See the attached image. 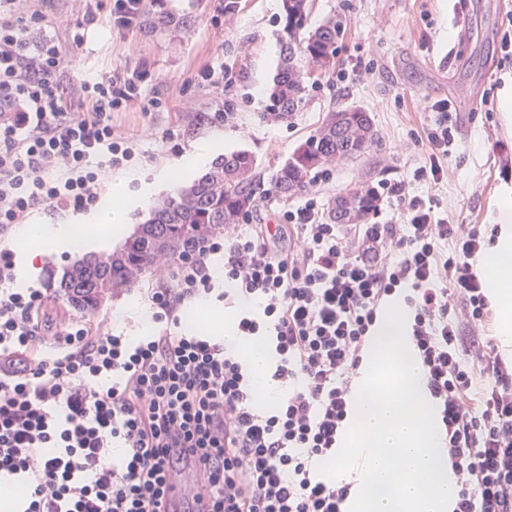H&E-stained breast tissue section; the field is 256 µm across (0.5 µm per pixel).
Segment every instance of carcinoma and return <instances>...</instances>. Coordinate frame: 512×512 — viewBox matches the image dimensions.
I'll list each match as a JSON object with an SVG mask.
<instances>
[{"instance_id": "1", "label": "carcinoma", "mask_w": 512, "mask_h": 512, "mask_svg": "<svg viewBox=\"0 0 512 512\" xmlns=\"http://www.w3.org/2000/svg\"><path fill=\"white\" fill-rule=\"evenodd\" d=\"M309 15V0H283L279 66L267 91L268 112L278 117L298 111L308 88L336 64L343 18L332 14L313 26ZM377 146L370 113L351 108L330 113L269 179L248 151L224 154L192 183L177 186L159 200L148 220L111 255L75 259L60 278L58 296L72 309L92 313L112 291L152 272L158 258L179 261L191 255L201 243L224 234V225L247 220L269 195L288 199L305 193L326 165L361 159ZM377 208L375 186L363 182L332 197L324 220L344 224L352 213L355 220L366 221Z\"/></svg>"}]
</instances>
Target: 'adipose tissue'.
Wrapping results in <instances>:
<instances>
[{
  "mask_svg": "<svg viewBox=\"0 0 512 512\" xmlns=\"http://www.w3.org/2000/svg\"><path fill=\"white\" fill-rule=\"evenodd\" d=\"M493 223L500 233L494 245L481 256L478 268L484 276L499 317V334L504 343H512V188H504ZM26 249L18 259L17 285L33 287V262L37 256L61 252L70 247L77 236L72 224H32L22 226L18 233Z\"/></svg>",
  "mask_w": 512,
  "mask_h": 512,
  "instance_id": "adipose-tissue-1",
  "label": "adipose tissue"
}]
</instances>
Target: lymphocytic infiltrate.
Listing matches in <instances>:
<instances>
[{"label":"lymphocytic infiltrate","instance_id":"1","mask_svg":"<svg viewBox=\"0 0 512 512\" xmlns=\"http://www.w3.org/2000/svg\"><path fill=\"white\" fill-rule=\"evenodd\" d=\"M0 0V237L33 211H85L103 168L134 155L112 138L114 110L136 104L144 75L74 78L99 11L132 29L144 0H74L68 43L42 9ZM429 160L414 180L440 184L456 144L447 102L430 105ZM388 224L355 237L322 220L314 197L277 229L250 224L169 264L148 298L152 332L132 339L90 315L62 321L40 289H13L0 251V481L20 484L19 512H164L185 477L186 512H345L350 484L319 475L350 411L353 381L386 303L412 309L408 335L460 485L453 512H512V361L488 334L476 257L497 228L437 217L435 198L384 182ZM228 288L215 290L211 258ZM240 302L234 330L272 350L270 379L288 393L267 411L247 359L216 336L179 332L208 297Z\"/></svg>","mask_w":512,"mask_h":512}]
</instances>
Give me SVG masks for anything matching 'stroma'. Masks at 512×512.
<instances>
[{"mask_svg":"<svg viewBox=\"0 0 512 512\" xmlns=\"http://www.w3.org/2000/svg\"><path fill=\"white\" fill-rule=\"evenodd\" d=\"M163 8L188 18V26L156 30L141 22L121 30L104 17L71 57L78 75L150 74L141 102L112 114L113 137L134 141L137 152L105 173V184L125 179L135 191L152 182L153 200L161 199L197 177V170L182 168L183 156L208 149L246 150L274 165L330 111L359 107L373 117L380 147L359 162L328 165L315 186L319 204L363 180L401 181L411 194L436 198L438 217L490 223L503 185H512V125H505L501 108L503 90L512 89V52L502 48L504 32L512 30V0H469L465 42L456 37L455 0H314L311 24L335 12L346 21L336 68L307 91L298 112L282 119L268 117L265 94L279 57L282 0H237L229 14L221 0H164ZM219 65L229 81H201L203 70ZM474 90L483 99L476 112L467 107ZM444 99L458 131L451 177L438 185L412 181L430 153L427 107ZM164 275L156 269L106 299L96 319L115 333L141 336L146 292ZM231 314L212 299L187 309L182 325L220 336Z\"/></svg>","mask_w":512,"mask_h":512,"instance_id":"obj_1","label":"stroma"}]
</instances>
